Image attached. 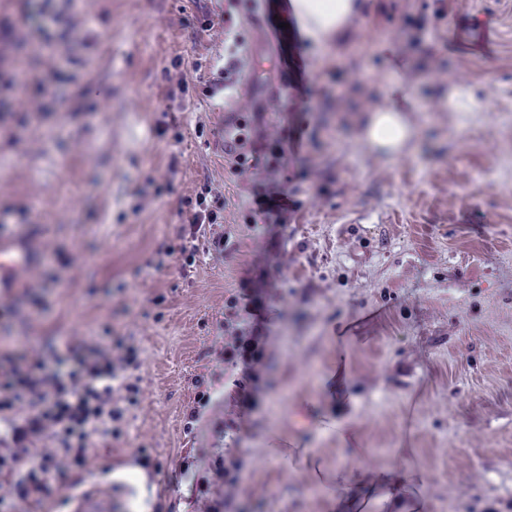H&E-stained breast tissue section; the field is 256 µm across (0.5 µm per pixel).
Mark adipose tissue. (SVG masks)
Instances as JSON below:
<instances>
[{
	"instance_id": "ef3b65f1",
	"label": "adipose tissue",
	"mask_w": 512,
	"mask_h": 512,
	"mask_svg": "<svg viewBox=\"0 0 512 512\" xmlns=\"http://www.w3.org/2000/svg\"><path fill=\"white\" fill-rule=\"evenodd\" d=\"M365 0H288V12L313 50L342 52L354 30ZM412 106L405 89L396 83L386 90L385 103L363 113L358 134L371 150L393 157L410 153L419 131L410 116ZM341 494L336 512H360L362 502L382 505L385 512H421L420 504L401 492L405 480L392 468L374 470L337 466Z\"/></svg>"
}]
</instances>
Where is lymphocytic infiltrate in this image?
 Masks as SVG:
<instances>
[{
    "label": "lymphocytic infiltrate",
    "mask_w": 512,
    "mask_h": 512,
    "mask_svg": "<svg viewBox=\"0 0 512 512\" xmlns=\"http://www.w3.org/2000/svg\"><path fill=\"white\" fill-rule=\"evenodd\" d=\"M223 221V205L204 200L183 217L186 266L199 251L223 252V237L206 233ZM141 364L138 345L108 336L92 337L83 349L69 343L52 368L38 355L20 363L0 358V512L49 497L56 472L86 470L94 438L120 435L138 400Z\"/></svg>",
    "instance_id": "1"
}]
</instances>
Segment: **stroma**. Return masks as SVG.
<instances>
[{"label": "stroma", "mask_w": 512, "mask_h": 512, "mask_svg": "<svg viewBox=\"0 0 512 512\" xmlns=\"http://www.w3.org/2000/svg\"><path fill=\"white\" fill-rule=\"evenodd\" d=\"M250 2L235 21L256 164L225 161L205 92L225 0H71L66 104L6 97L0 222L35 226L45 258L0 295V343L50 359L106 331L144 358L120 436L16 512H71L61 498L95 487L115 512H206L196 479L224 494V467L236 512H333L342 462L420 471L407 494L427 512H512V0H366L340 56L297 33L285 64L257 46ZM305 63L308 91L273 93ZM392 82L412 89L421 136L388 158L354 121ZM452 88L474 111L443 110ZM284 137L297 154L266 163ZM207 185L227 199L224 251L186 270L179 212ZM277 190L287 209L261 210ZM248 329L260 362L225 369Z\"/></svg>", "instance_id": "stroma-1"}]
</instances>
